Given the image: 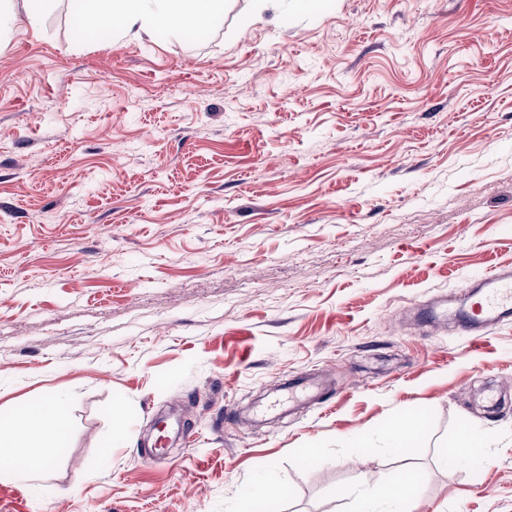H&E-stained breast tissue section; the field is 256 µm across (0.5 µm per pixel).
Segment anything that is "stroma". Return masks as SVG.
Masks as SVG:
<instances>
[{"label":"stroma","instance_id":"stroma-1","mask_svg":"<svg viewBox=\"0 0 512 512\" xmlns=\"http://www.w3.org/2000/svg\"><path fill=\"white\" fill-rule=\"evenodd\" d=\"M82 23L0 26V418L67 412L0 512H250L261 477L276 512H357L407 469L418 512H512V319L415 315L512 263V0ZM469 431L485 463L443 465ZM420 420L415 417L401 419L394 423L388 431V442L391 448H400L409 441L420 427Z\"/></svg>","mask_w":512,"mask_h":512}]
</instances>
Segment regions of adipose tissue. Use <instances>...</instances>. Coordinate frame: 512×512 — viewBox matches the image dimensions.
Listing matches in <instances>:
<instances>
[{"mask_svg": "<svg viewBox=\"0 0 512 512\" xmlns=\"http://www.w3.org/2000/svg\"><path fill=\"white\" fill-rule=\"evenodd\" d=\"M71 7L86 19L77 37L87 41L136 27L201 31L213 27L224 15L223 0H71ZM65 427L66 410L58 399L35 407L24 419L1 421L0 468L36 466L37 458L27 453L30 440L40 433L60 436Z\"/></svg>", "mask_w": 512, "mask_h": 512, "instance_id": "obj_1", "label": "adipose tissue"}]
</instances>
